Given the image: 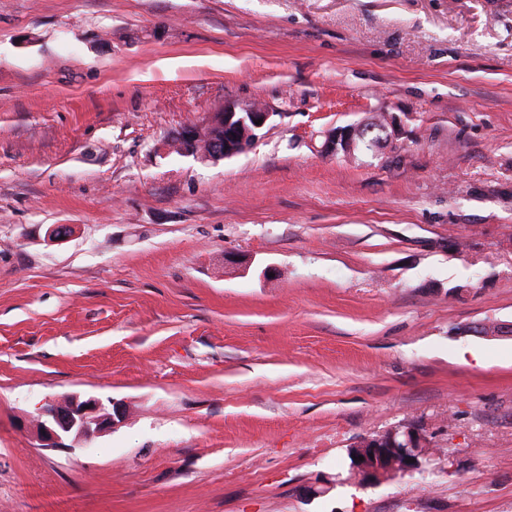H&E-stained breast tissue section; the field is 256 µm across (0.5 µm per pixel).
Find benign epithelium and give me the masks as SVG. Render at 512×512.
Returning a JSON list of instances; mask_svg holds the SVG:
<instances>
[{
    "label": "benign epithelium",
    "instance_id": "7a95c632",
    "mask_svg": "<svg viewBox=\"0 0 512 512\" xmlns=\"http://www.w3.org/2000/svg\"><path fill=\"white\" fill-rule=\"evenodd\" d=\"M270 118L258 103L226 105L200 123L187 124L173 140L180 154L204 162L217 163L245 153L260 138ZM262 120L257 125L255 121ZM365 123L347 125L324 135L322 151L351 156L362 148ZM459 335H478L488 339H512V323H482L456 327ZM126 409L116 401L80 399L64 395L48 401L38 413L37 437L45 448H66L72 439L85 445L125 419ZM429 439L414 424L398 425L373 437L356 442L348 449L351 474L358 483L370 485L388 477L420 471L430 459ZM364 460H358V457Z\"/></svg>",
    "mask_w": 512,
    "mask_h": 512
}]
</instances>
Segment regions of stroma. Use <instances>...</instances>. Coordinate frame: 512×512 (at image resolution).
Listing matches in <instances>:
<instances>
[{
    "mask_svg": "<svg viewBox=\"0 0 512 512\" xmlns=\"http://www.w3.org/2000/svg\"><path fill=\"white\" fill-rule=\"evenodd\" d=\"M254 101L247 152L171 148ZM484 321L512 0H0V512H512V340L453 332ZM65 394L125 420L41 447ZM408 422L429 466L360 486L347 448ZM365 125L366 122H362L328 131L324 135L322 151L330 155L342 153L345 156H352L356 150L363 147Z\"/></svg>",
    "mask_w": 512,
    "mask_h": 512,
    "instance_id": "1",
    "label": "stroma"
}]
</instances>
